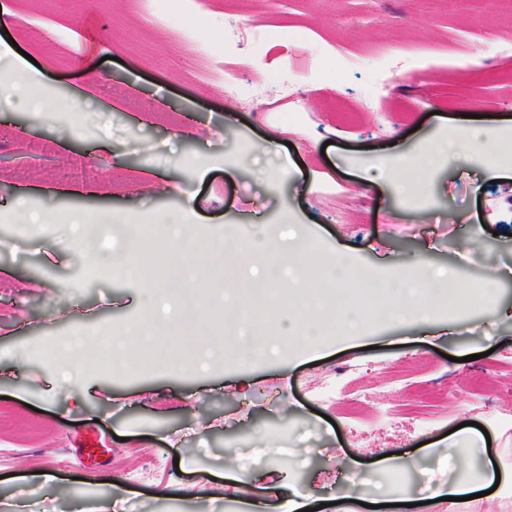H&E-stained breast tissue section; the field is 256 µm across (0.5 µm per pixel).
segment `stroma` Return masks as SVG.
<instances>
[{
	"label": "stroma",
	"mask_w": 512,
	"mask_h": 512,
	"mask_svg": "<svg viewBox=\"0 0 512 512\" xmlns=\"http://www.w3.org/2000/svg\"><path fill=\"white\" fill-rule=\"evenodd\" d=\"M0 1V33L34 59L0 102V512L20 493L31 512H77L109 481L114 512H235L309 487L372 512L383 493L349 488L351 470L401 457L404 490L429 494L458 480L447 433L470 421L491 443L469 471L512 473V279L463 314L442 297L427 323L187 371L163 356L224 342L217 288L247 304L254 286L203 249L201 286L152 276L171 257L165 212L201 242L257 220L272 248L307 233L316 265L340 257L378 285L414 262L469 286L512 268V179L493 157L444 159L411 210L374 165L443 138L453 118L512 126V0H154L164 26L129 0ZM245 23L264 38H239ZM472 52L481 68L466 67ZM228 60L247 64L231 91ZM92 163L99 178L77 180ZM106 208L158 226L140 277L112 270L128 243L103 229ZM75 212L82 231L53 221ZM110 325L125 331L112 370L83 352ZM418 387L453 396L423 421ZM364 389L373 399L357 403ZM39 471L56 489L31 481ZM170 487L185 499H160Z\"/></svg>",
	"instance_id": "35a3bbf8"
}]
</instances>
